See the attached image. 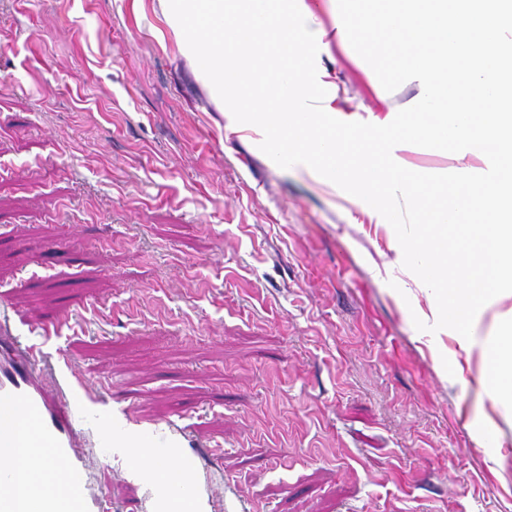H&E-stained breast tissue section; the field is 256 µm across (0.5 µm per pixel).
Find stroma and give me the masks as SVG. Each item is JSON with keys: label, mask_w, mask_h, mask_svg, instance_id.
Returning <instances> with one entry per match:
<instances>
[{"label": "stroma", "mask_w": 512, "mask_h": 512, "mask_svg": "<svg viewBox=\"0 0 512 512\" xmlns=\"http://www.w3.org/2000/svg\"><path fill=\"white\" fill-rule=\"evenodd\" d=\"M324 110L390 123L337 0H298ZM196 64L168 0H0V296L46 360L108 380L115 421L183 423L224 512H512V397L481 345L437 320L391 225L308 166H277ZM405 167L486 157L404 144ZM71 236L69 252L47 242ZM71 316L72 329L40 324ZM102 460L112 512H151L124 436Z\"/></svg>", "instance_id": "stroma-1"}]
</instances>
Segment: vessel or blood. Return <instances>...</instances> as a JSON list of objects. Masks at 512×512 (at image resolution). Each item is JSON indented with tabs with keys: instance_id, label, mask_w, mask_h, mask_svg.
<instances>
[{
	"instance_id": "vessel-or-blood-1",
	"label": "vessel or blood",
	"mask_w": 512,
	"mask_h": 512,
	"mask_svg": "<svg viewBox=\"0 0 512 512\" xmlns=\"http://www.w3.org/2000/svg\"><path fill=\"white\" fill-rule=\"evenodd\" d=\"M42 357L25 337L14 336L0 345V512H109L106 495L92 485V465L80 453L82 442L98 445L112 440L100 429L98 408L111 384L99 383L95 394L83 393L82 381L66 357H59L50 372H43ZM27 423L18 431L14 417ZM142 439L157 450L176 448L188 438L186 427L167 422L162 431H141ZM18 448H39L44 465L38 474L22 473L14 455ZM177 485L153 484L152 512H176L180 503L197 502L207 494L212 512H222L224 496L205 490L200 468L184 458L170 462ZM65 476L67 490H59L57 476Z\"/></svg>"
}]
</instances>
